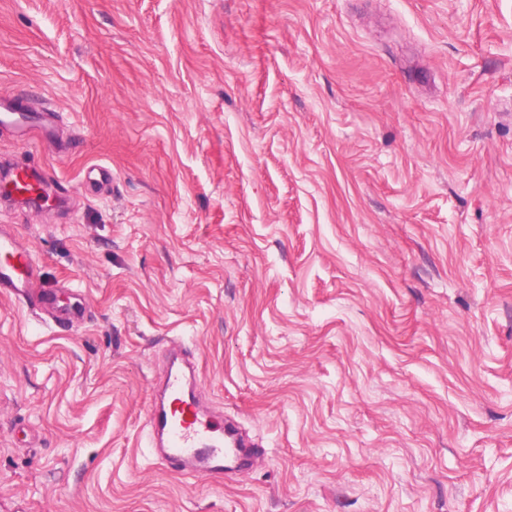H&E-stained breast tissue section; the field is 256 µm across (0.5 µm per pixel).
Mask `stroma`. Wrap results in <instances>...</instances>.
Segmentation results:
<instances>
[{
  "instance_id": "obj_1",
  "label": "stroma",
  "mask_w": 512,
  "mask_h": 512,
  "mask_svg": "<svg viewBox=\"0 0 512 512\" xmlns=\"http://www.w3.org/2000/svg\"><path fill=\"white\" fill-rule=\"evenodd\" d=\"M0 93L86 309L0 297V512H512V0H0ZM174 345L250 468L154 462ZM0 108L4 110L3 118L0 117L1 125L11 126L24 139L37 135L35 133L47 135L46 128L50 125L47 120L48 114H40L22 96L1 94Z\"/></svg>"
}]
</instances>
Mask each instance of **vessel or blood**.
<instances>
[{
    "label": "vessel or blood",
    "mask_w": 512,
    "mask_h": 512,
    "mask_svg": "<svg viewBox=\"0 0 512 512\" xmlns=\"http://www.w3.org/2000/svg\"><path fill=\"white\" fill-rule=\"evenodd\" d=\"M46 114L30 106L22 96H0V123L11 126L23 138L45 134ZM49 182L38 165H0V201L16 203L39 197ZM0 296L25 302L33 311L49 315L58 325L82 322L80 307H61L53 287L41 279V265L15 226L0 224ZM151 445L157 462L165 468L190 475L224 474L226 458L249 462L250 445L234 427L201 399L196 366L182 352H173L148 413Z\"/></svg>",
    "instance_id": "b4317fda"
}]
</instances>
